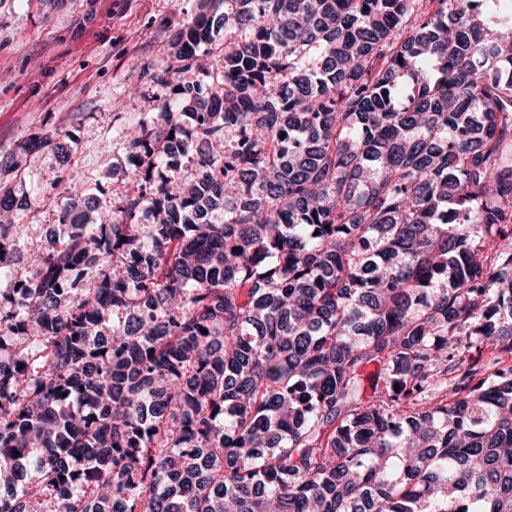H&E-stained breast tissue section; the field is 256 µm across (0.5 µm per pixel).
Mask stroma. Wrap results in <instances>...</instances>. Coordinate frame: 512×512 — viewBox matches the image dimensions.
Wrapping results in <instances>:
<instances>
[{
	"label": "stroma",
	"mask_w": 512,
	"mask_h": 512,
	"mask_svg": "<svg viewBox=\"0 0 512 512\" xmlns=\"http://www.w3.org/2000/svg\"><path fill=\"white\" fill-rule=\"evenodd\" d=\"M199 12L200 0H0V187L27 201L13 214L24 246L47 247L67 190L106 208L133 193L112 178L121 133L170 98L150 75ZM35 133L50 145L28 149Z\"/></svg>",
	"instance_id": "35a3bbf8"
}]
</instances>
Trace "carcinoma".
<instances>
[{
  "mask_svg": "<svg viewBox=\"0 0 512 512\" xmlns=\"http://www.w3.org/2000/svg\"><path fill=\"white\" fill-rule=\"evenodd\" d=\"M501 2L201 0L120 220L0 291V512H512Z\"/></svg>",
  "mask_w": 512,
  "mask_h": 512,
  "instance_id": "obj_1",
  "label": "carcinoma"
}]
</instances>
